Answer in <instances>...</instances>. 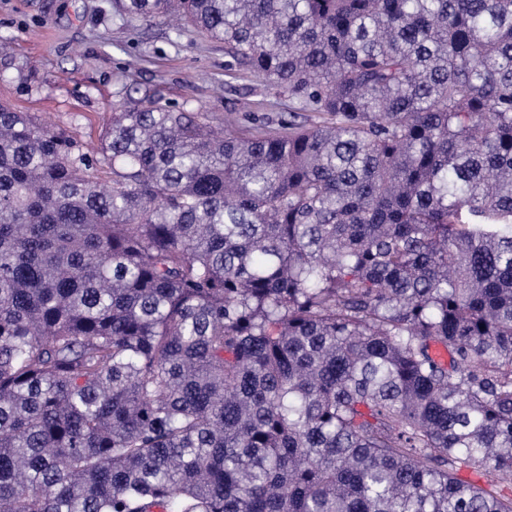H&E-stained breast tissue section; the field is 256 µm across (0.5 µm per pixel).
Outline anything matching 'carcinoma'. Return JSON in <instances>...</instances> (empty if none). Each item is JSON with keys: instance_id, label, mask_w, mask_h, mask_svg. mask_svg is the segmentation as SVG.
Here are the masks:
<instances>
[{"instance_id": "carcinoma-1", "label": "carcinoma", "mask_w": 512, "mask_h": 512, "mask_svg": "<svg viewBox=\"0 0 512 512\" xmlns=\"http://www.w3.org/2000/svg\"><path fill=\"white\" fill-rule=\"evenodd\" d=\"M112 9L325 120L0 103V512H512V0Z\"/></svg>"}]
</instances>
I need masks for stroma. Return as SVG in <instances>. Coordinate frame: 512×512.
<instances>
[{"label": "stroma", "mask_w": 512, "mask_h": 512, "mask_svg": "<svg viewBox=\"0 0 512 512\" xmlns=\"http://www.w3.org/2000/svg\"><path fill=\"white\" fill-rule=\"evenodd\" d=\"M159 92L216 130L278 131L287 94L228 70L224 45L168 22H124L111 0H0V103L96 143L121 88Z\"/></svg>", "instance_id": "1"}]
</instances>
